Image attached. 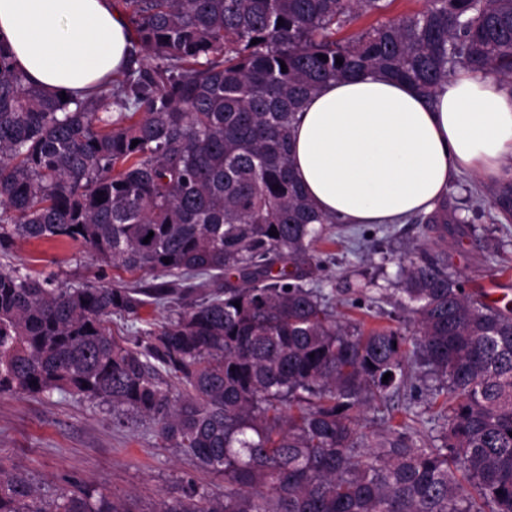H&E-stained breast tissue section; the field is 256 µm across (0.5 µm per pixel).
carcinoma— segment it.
<instances>
[{"label": "carcinoma", "mask_w": 512, "mask_h": 512, "mask_svg": "<svg viewBox=\"0 0 512 512\" xmlns=\"http://www.w3.org/2000/svg\"><path fill=\"white\" fill-rule=\"evenodd\" d=\"M392 2L126 0L146 64L85 100L27 83L0 40V250L63 239L157 279L61 288L0 267V394L131 411L221 482L190 481L154 512H512V307L466 293L426 243L401 266L396 328L365 331L304 285L332 223L292 174L308 98L372 71L429 98L461 69L512 85V0L387 18ZM489 205L512 223V177ZM421 222L448 223V201ZM231 273L196 299L195 280ZM147 304L177 310L112 335ZM413 365L448 395L440 435L362 442L359 408L406 388ZM0 512L136 510L82 489L47 510L0 469Z\"/></svg>", "instance_id": "1"}]
</instances>
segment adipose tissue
I'll return each mask as SVG.
<instances>
[{"label": "adipose tissue", "instance_id": "obj_1", "mask_svg": "<svg viewBox=\"0 0 512 512\" xmlns=\"http://www.w3.org/2000/svg\"><path fill=\"white\" fill-rule=\"evenodd\" d=\"M134 31L116 0H0V40L27 81L87 94L121 70ZM512 87L457 72L425 100L381 72L326 83L292 131L293 173L315 209L347 224H395L431 211L459 174L505 178Z\"/></svg>", "mask_w": 512, "mask_h": 512}]
</instances>
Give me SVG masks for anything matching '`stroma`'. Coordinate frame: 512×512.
Wrapping results in <instances>:
<instances>
[{"label":"stroma","mask_w":512,"mask_h":512,"mask_svg":"<svg viewBox=\"0 0 512 512\" xmlns=\"http://www.w3.org/2000/svg\"><path fill=\"white\" fill-rule=\"evenodd\" d=\"M480 182L466 173L450 183L448 206L468 208L469 221L449 224L442 234L413 221L328 225L325 239L315 246L323 262L316 281L330 291L337 315L366 330L394 326L399 295L391 285L398 263L426 241L433 253L444 254L449 272L467 292L483 299L493 291L512 302V224L494 223L488 203H468L469 188ZM0 265L33 276L54 275L64 288L113 276L86 248L61 240L16 242L0 252ZM361 272L374 276L371 292H344L345 282ZM414 395L424 401L429 391L421 385L416 392L361 407L365 441H375L387 427L407 424L403 408ZM0 468L26 475L47 507L80 486L135 503L139 512H152L159 498L178 497L188 480L202 477L195 461L161 445L150 422L133 419L118 427L111 406L60 392L0 396Z\"/></svg>","instance_id":"obj_1"}]
</instances>
